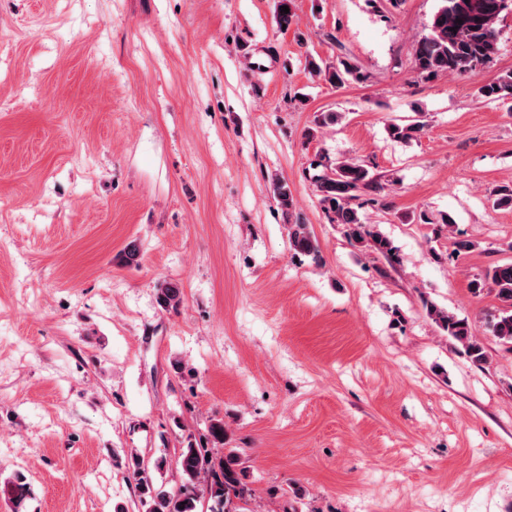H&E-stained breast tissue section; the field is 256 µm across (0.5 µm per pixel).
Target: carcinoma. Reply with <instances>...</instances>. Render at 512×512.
Instances as JSON below:
<instances>
[{"instance_id":"obj_1","label":"carcinoma","mask_w":512,"mask_h":512,"mask_svg":"<svg viewBox=\"0 0 512 512\" xmlns=\"http://www.w3.org/2000/svg\"><path fill=\"white\" fill-rule=\"evenodd\" d=\"M511 10L512 0H440L429 32L416 42L414 66L418 74L427 77L462 74L487 65L497 49L501 18ZM325 72L334 86L361 79L360 71L346 60L339 61L336 67H326ZM478 93L490 102L512 100V74L479 87ZM423 128L424 123L416 118L409 124L390 125L389 132L396 139L406 140ZM313 185L319 203L335 215L336 223L345 226L350 242L367 246L390 262L395 260L392 242L369 229L358 212L362 196L383 190V185L368 169L352 160L340 161L314 175ZM273 194L282 209L292 210L294 199L288 183L276 181ZM288 235L295 251L321 261L318 244L307 225H290ZM487 283L492 285L500 302L497 313L487 322L488 329L500 343L512 345V262L496 264L473 280V293H481ZM158 300L163 307L175 311L182 303L181 291L177 285L165 282L158 288ZM427 311L474 364L481 367L487 363L484 346L472 334L466 319L434 305L428 306ZM176 465L183 483L178 491L169 492L154 484L140 455L127 456L126 468L136 481L145 512H198L197 503L204 496L212 502L210 512H239L238 503L252 496L247 471L240 466L232 448L219 456L211 449L196 448L189 442L179 450Z\"/></svg>"}]
</instances>
